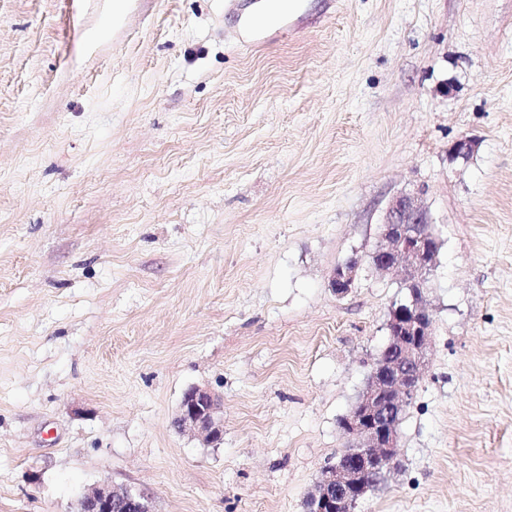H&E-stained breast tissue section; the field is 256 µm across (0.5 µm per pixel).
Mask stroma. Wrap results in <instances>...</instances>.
Masks as SVG:
<instances>
[{
	"label": "stroma",
	"mask_w": 512,
	"mask_h": 512,
	"mask_svg": "<svg viewBox=\"0 0 512 512\" xmlns=\"http://www.w3.org/2000/svg\"><path fill=\"white\" fill-rule=\"evenodd\" d=\"M259 2L0 0V512H303L408 298L331 280L402 194L433 335L354 512H512V0ZM173 424L179 432L217 446L224 437L220 396L208 388H190L183 394ZM78 512H152L150 498L144 492L112 483L89 488L78 501Z\"/></svg>",
	"instance_id": "1"
}]
</instances>
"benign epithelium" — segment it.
<instances>
[{
    "label": "benign epithelium",
    "mask_w": 512,
    "mask_h": 512,
    "mask_svg": "<svg viewBox=\"0 0 512 512\" xmlns=\"http://www.w3.org/2000/svg\"><path fill=\"white\" fill-rule=\"evenodd\" d=\"M437 235L414 196L394 199L370 254L382 272L401 271L410 299L390 312L389 341L370 365L366 386L340 428L354 444L326 467L307 498V512H353L356 503L395 464L398 428L428 362L432 317L424 304L427 274L436 263ZM361 261L336 267L331 287L343 295L352 288ZM175 428L208 445L224 437L221 399L208 388L192 387L182 397ZM77 512H152L143 492L101 483L78 501Z\"/></svg>",
    "instance_id": "benign-epithelium-1"
}]
</instances>
